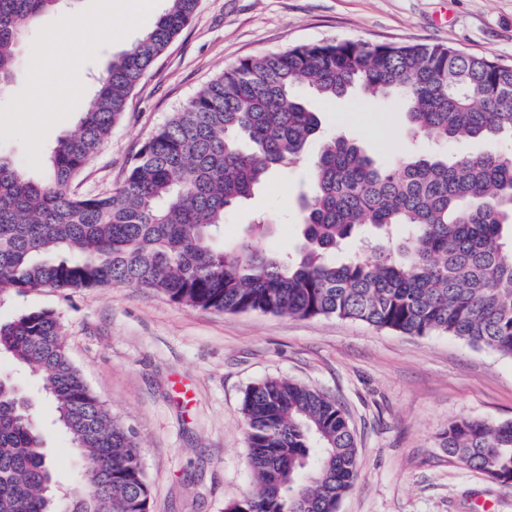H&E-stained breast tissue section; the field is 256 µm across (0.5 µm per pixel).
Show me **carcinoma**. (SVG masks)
Listing matches in <instances>:
<instances>
[{"label": "carcinoma", "instance_id": "obj_1", "mask_svg": "<svg viewBox=\"0 0 512 512\" xmlns=\"http://www.w3.org/2000/svg\"><path fill=\"white\" fill-rule=\"evenodd\" d=\"M150 30L112 60L77 130L58 139L44 182L0 155V290L120 284L177 304L229 312L360 321L413 336L446 333L512 357V65L452 46L332 39L247 57L200 88L143 144L118 188L78 195L89 165L147 71L194 16L199 0H168ZM55 0H0V88L24 32ZM352 91L393 98L411 137L389 165L356 140H322L299 200L294 253L224 240V215L320 133L300 95ZM487 144L479 155L448 144ZM357 240L360 249L345 252ZM0 352L30 368L83 466L69 512H150L137 442L72 364L50 310L0 323ZM251 492L233 512H337L358 477L353 429L332 396L285 379L242 401ZM442 448L512 488V423L462 418ZM55 464L39 419L0 376V512H56Z\"/></svg>", "mask_w": 512, "mask_h": 512}]
</instances>
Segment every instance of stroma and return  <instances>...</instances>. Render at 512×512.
<instances>
[{
	"label": "stroma",
	"mask_w": 512,
	"mask_h": 512,
	"mask_svg": "<svg viewBox=\"0 0 512 512\" xmlns=\"http://www.w3.org/2000/svg\"><path fill=\"white\" fill-rule=\"evenodd\" d=\"M99 0H63L28 28L15 74L0 94V153L38 181L59 137L76 130L94 74L145 29L129 23L107 42L64 18L94 12ZM77 37L88 50L69 72L77 91L67 111L15 109L31 102L35 66L50 36ZM373 44L447 45L512 63V0H199L131 96L75 193L107 191L124 178L143 142L202 85L240 59L330 39ZM324 132L358 138L381 163L408 146L406 119L388 99L351 93L335 100L306 95ZM42 137L33 140L31 127ZM319 141L272 174L226 217L224 237H242L259 213L276 224L252 243L292 251L301 243L297 201ZM47 309L61 321L72 363L112 417L140 446L151 490L150 512H228L253 486L241 401L246 389L278 377L325 392L346 408L359 477L338 512H512V489L449 457L440 437L461 418L512 422V358L445 334L409 336L336 317L297 318L192 308L143 288L0 292V322ZM0 375L28 398L42 423L57 477L70 484L83 462L56 422L37 377L9 355Z\"/></svg>",
	"instance_id": "stroma-1"
}]
</instances>
